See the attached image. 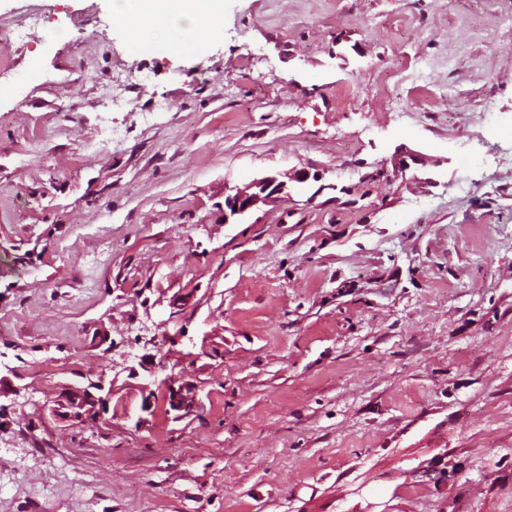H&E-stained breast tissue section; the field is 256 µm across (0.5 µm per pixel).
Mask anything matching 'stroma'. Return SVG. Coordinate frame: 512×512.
Instances as JSON below:
<instances>
[{
  "label": "stroma",
  "instance_id": "1",
  "mask_svg": "<svg viewBox=\"0 0 512 512\" xmlns=\"http://www.w3.org/2000/svg\"><path fill=\"white\" fill-rule=\"evenodd\" d=\"M33 2L0 0V512H512V0H224L198 53ZM101 379L103 423L51 414ZM286 187L284 181L276 177H265L253 181L243 188L236 189L234 194L224 197V221L244 216L259 204H266Z\"/></svg>",
  "mask_w": 512,
  "mask_h": 512
}]
</instances>
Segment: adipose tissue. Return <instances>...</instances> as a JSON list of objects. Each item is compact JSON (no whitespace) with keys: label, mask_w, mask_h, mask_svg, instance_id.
I'll list each match as a JSON object with an SVG mask.
<instances>
[{"label":"adipose tissue","mask_w":512,"mask_h":512,"mask_svg":"<svg viewBox=\"0 0 512 512\" xmlns=\"http://www.w3.org/2000/svg\"><path fill=\"white\" fill-rule=\"evenodd\" d=\"M136 18L142 26L178 29L187 38L179 44V51L200 52L204 43L198 32L207 29L218 32L223 28V0H138Z\"/></svg>","instance_id":"ef3b65f1"}]
</instances>
